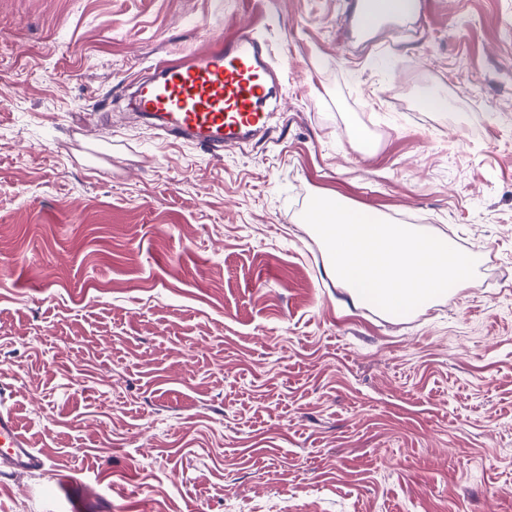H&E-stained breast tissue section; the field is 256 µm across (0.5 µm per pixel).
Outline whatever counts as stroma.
I'll list each match as a JSON object with an SVG mask.
<instances>
[{"instance_id":"obj_1","label":"stroma","mask_w":512,"mask_h":512,"mask_svg":"<svg viewBox=\"0 0 512 512\" xmlns=\"http://www.w3.org/2000/svg\"><path fill=\"white\" fill-rule=\"evenodd\" d=\"M352 2L0 0V385L51 465L0 512H47L56 469L112 512H512V0L365 34ZM243 26L272 129L216 154L128 110ZM336 191L474 278L354 307L301 221Z\"/></svg>"}]
</instances>
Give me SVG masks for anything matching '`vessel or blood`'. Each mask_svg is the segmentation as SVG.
Returning <instances> with one entry per match:
<instances>
[{
	"label": "vessel or blood",
	"instance_id": "vessel-or-blood-1",
	"mask_svg": "<svg viewBox=\"0 0 512 512\" xmlns=\"http://www.w3.org/2000/svg\"><path fill=\"white\" fill-rule=\"evenodd\" d=\"M268 44L249 27L217 38L205 50L152 65L132 91L137 112L167 137L202 143L218 152L267 130L268 84L275 78ZM0 388V478L48 469L46 456L33 448ZM57 488L68 495V512H83L70 490L80 485L74 472L55 473Z\"/></svg>",
	"mask_w": 512,
	"mask_h": 512
}]
</instances>
